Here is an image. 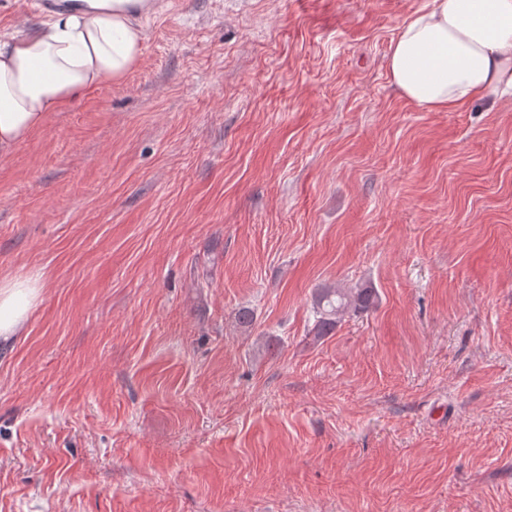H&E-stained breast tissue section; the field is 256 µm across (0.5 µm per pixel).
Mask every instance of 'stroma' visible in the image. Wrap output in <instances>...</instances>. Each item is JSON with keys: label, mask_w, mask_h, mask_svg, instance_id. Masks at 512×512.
I'll use <instances>...</instances> for the list:
<instances>
[{"label": "stroma", "mask_w": 512, "mask_h": 512, "mask_svg": "<svg viewBox=\"0 0 512 512\" xmlns=\"http://www.w3.org/2000/svg\"><path fill=\"white\" fill-rule=\"evenodd\" d=\"M429 3L157 0L0 157V512H512V95L400 96ZM36 291L30 280L25 278L0 282V338L7 340L21 330L36 298ZM377 302L378 293L372 286L317 288L312 304L314 336H328L346 315L368 311Z\"/></svg>", "instance_id": "35a3bbf8"}]
</instances>
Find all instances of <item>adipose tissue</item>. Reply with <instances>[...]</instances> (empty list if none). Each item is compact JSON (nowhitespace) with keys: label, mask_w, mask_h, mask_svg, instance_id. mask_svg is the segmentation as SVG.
Masks as SVG:
<instances>
[{"label":"adipose tissue","mask_w":512,"mask_h":512,"mask_svg":"<svg viewBox=\"0 0 512 512\" xmlns=\"http://www.w3.org/2000/svg\"><path fill=\"white\" fill-rule=\"evenodd\" d=\"M129 2L87 0L36 30L0 36V156L136 65L143 30ZM387 67L401 95L428 112L512 94V0H431L399 28ZM35 297L28 279L0 282V338L21 330Z\"/></svg>","instance_id":"ef3b65f1"}]
</instances>
